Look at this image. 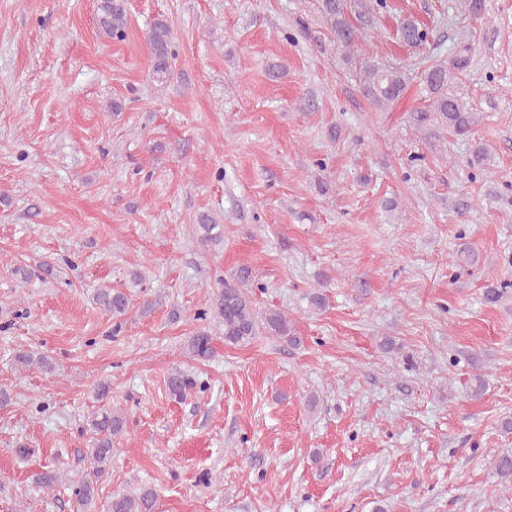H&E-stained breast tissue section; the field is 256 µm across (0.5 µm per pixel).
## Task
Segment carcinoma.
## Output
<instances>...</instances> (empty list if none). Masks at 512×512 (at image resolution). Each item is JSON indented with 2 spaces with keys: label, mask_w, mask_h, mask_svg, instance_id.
Returning a JSON list of instances; mask_svg holds the SVG:
<instances>
[{
  "label": "carcinoma",
  "mask_w": 512,
  "mask_h": 512,
  "mask_svg": "<svg viewBox=\"0 0 512 512\" xmlns=\"http://www.w3.org/2000/svg\"><path fill=\"white\" fill-rule=\"evenodd\" d=\"M348 0H322V17L334 33L338 47L353 51L363 37V29L372 25L378 13L387 8V0H354L357 9L354 17L347 15ZM97 22L100 31L111 39L124 40L127 27L126 0H98ZM401 41L409 47H420L428 42L429 32L419 21L410 17L402 19L398 26ZM173 31L165 18L156 19L147 33L153 77L163 83L173 72L172 50ZM471 46L465 42L457 47L449 62L430 58L420 73L427 104L414 111L413 120L419 127L430 124L443 126L457 136L467 135L474 124V113L463 101L449 91V84L458 80L470 62ZM410 80L409 70L380 65L365 61L361 64V88L373 104L383 108L400 98ZM200 240L214 239L215 221L203 213L197 217ZM251 271L241 266L234 277L224 280V288L216 295L211 311H200L196 319H207L213 313L217 322L224 327V344L228 346L247 345L260 335L296 342L292 320L278 308L262 311L255 307ZM96 301L112 317L126 315L130 300L126 293L112 288H100ZM214 353L213 337L207 330H200L191 336L186 345L187 356L196 362L209 360ZM16 365L28 367L36 364L51 371L53 363L41 356L37 359L27 352L14 357ZM167 389L172 399L182 400L191 391H206L207 385L188 371L176 369L168 375ZM127 419L117 410H105L90 420L92 433L90 448L86 454L89 466L77 479L70 481L72 497L80 512H100L97 500L98 482L106 473L114 452L115 439L126 431ZM497 486L512 490V453H504L493 461ZM157 493L152 488L137 492L114 493L108 502L106 512H155Z\"/></svg>",
  "instance_id": "cac0c4a2"
}]
</instances>
